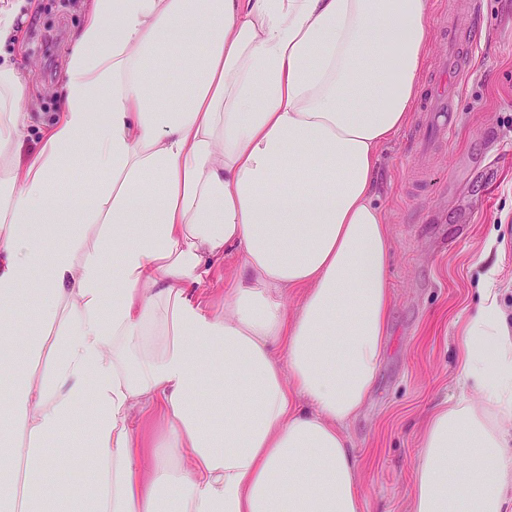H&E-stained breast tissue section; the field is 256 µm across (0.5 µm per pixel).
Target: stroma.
Returning <instances> with one entry per match:
<instances>
[{
  "mask_svg": "<svg viewBox=\"0 0 512 512\" xmlns=\"http://www.w3.org/2000/svg\"><path fill=\"white\" fill-rule=\"evenodd\" d=\"M454 0H427L433 50L441 27H477L473 67L450 117L454 133L432 140L413 112L381 151L376 201L393 238V307L375 384L346 432L360 462L363 512H411V476L431 412L459 393V328L475 308L481 275L495 270L512 315V0H479L476 20ZM14 44L0 54L27 87L29 130L22 156L37 153L57 116L60 86L90 0H30Z\"/></svg>",
  "mask_w": 512,
  "mask_h": 512,
  "instance_id": "obj_1",
  "label": "stroma"
}]
</instances>
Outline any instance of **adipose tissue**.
<instances>
[{
  "mask_svg": "<svg viewBox=\"0 0 512 512\" xmlns=\"http://www.w3.org/2000/svg\"><path fill=\"white\" fill-rule=\"evenodd\" d=\"M431 50L426 0H91L25 160V84L0 62V463L31 440L28 492L1 478L0 512H64L68 458L46 442L84 407L75 512H362L345 426L393 302L376 174ZM85 146L112 178L67 191ZM74 211L82 227L48 246ZM228 248L242 263L215 309ZM492 283L459 330L465 389L423 430L411 512H512V324ZM25 293L58 337L20 328Z\"/></svg>",
  "mask_w": 512,
  "mask_h": 512,
  "instance_id": "adipose-tissue-1",
  "label": "adipose tissue"
}]
</instances>
